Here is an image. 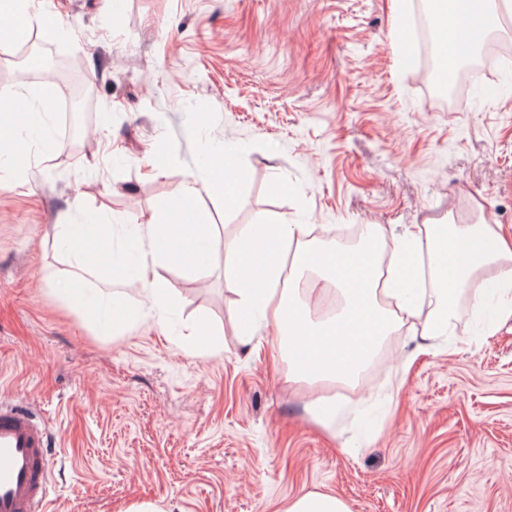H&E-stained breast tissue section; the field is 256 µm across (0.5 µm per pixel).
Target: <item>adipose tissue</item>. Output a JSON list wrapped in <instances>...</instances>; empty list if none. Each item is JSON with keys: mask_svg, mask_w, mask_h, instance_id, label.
Instances as JSON below:
<instances>
[{"mask_svg": "<svg viewBox=\"0 0 512 512\" xmlns=\"http://www.w3.org/2000/svg\"><path fill=\"white\" fill-rule=\"evenodd\" d=\"M499 13L497 0H443L435 46L456 55L480 44ZM310 224H244L225 243V277L238 296L241 330L277 329L288 350V376L297 382L355 387L386 336L405 324L423 339L456 334L453 297L486 264L512 283V234L490 224H433L425 232L386 234L364 225L358 245L315 237ZM146 242L141 267L180 260L202 264L217 241L212 225L147 222L134 230ZM304 284L309 297L333 304L334 314L313 319L307 300L287 294L282 281Z\"/></svg>", "mask_w": 512, "mask_h": 512, "instance_id": "adipose-tissue-1", "label": "adipose tissue"}]
</instances>
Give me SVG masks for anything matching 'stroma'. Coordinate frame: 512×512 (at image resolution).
<instances>
[{
    "label": "stroma",
    "mask_w": 512,
    "mask_h": 512,
    "mask_svg": "<svg viewBox=\"0 0 512 512\" xmlns=\"http://www.w3.org/2000/svg\"><path fill=\"white\" fill-rule=\"evenodd\" d=\"M17 0L0 36V120L26 165H0V399L49 433L51 512H277L307 492L351 512H512V317L472 328L474 289L457 296L458 340L426 347L408 329L360 379L331 430L307 384L288 379L273 327L237 325L224 250L208 265L159 268L174 305L125 289L111 318L56 292L74 262L60 224L130 227L200 217L221 240L243 224L303 219L332 231L378 224L512 229V61L441 108L400 58L389 0ZM90 78L82 111L46 101L25 47ZM49 137L29 133L18 97ZM89 152L71 148L66 128ZM237 146L222 167L214 148ZM246 170L234 206L222 187ZM198 194L170 205L186 175ZM222 330L216 342L213 330Z\"/></svg>",
    "instance_id": "35a3bbf8"
}]
</instances>
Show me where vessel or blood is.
<instances>
[{
	"instance_id": "vessel-or-blood-1",
	"label": "vessel or blood",
	"mask_w": 512,
	"mask_h": 512,
	"mask_svg": "<svg viewBox=\"0 0 512 512\" xmlns=\"http://www.w3.org/2000/svg\"><path fill=\"white\" fill-rule=\"evenodd\" d=\"M49 436L31 414L0 404V512H49Z\"/></svg>"
}]
</instances>
